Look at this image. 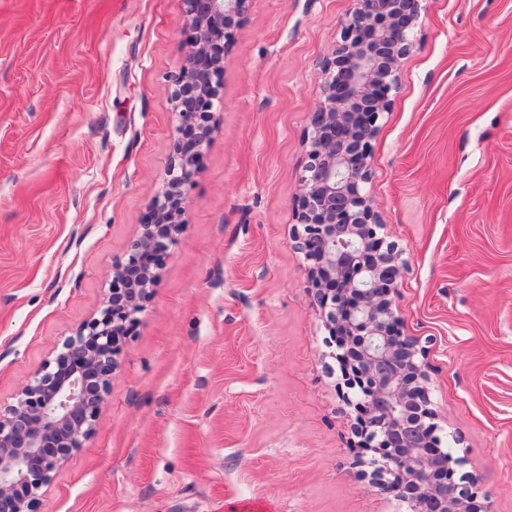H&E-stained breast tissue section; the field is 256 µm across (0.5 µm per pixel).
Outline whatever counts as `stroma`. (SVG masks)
Wrapping results in <instances>:
<instances>
[{"label": "stroma", "instance_id": "1", "mask_svg": "<svg viewBox=\"0 0 512 512\" xmlns=\"http://www.w3.org/2000/svg\"><path fill=\"white\" fill-rule=\"evenodd\" d=\"M353 0H248L215 131L96 429L44 512H408L292 243L321 63ZM182 0H0V406L99 309L177 136ZM371 142L442 445L512 512V0H423Z\"/></svg>", "mask_w": 512, "mask_h": 512}]
</instances>
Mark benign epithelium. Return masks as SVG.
<instances>
[{
  "label": "benign epithelium",
  "mask_w": 512,
  "mask_h": 512,
  "mask_svg": "<svg viewBox=\"0 0 512 512\" xmlns=\"http://www.w3.org/2000/svg\"><path fill=\"white\" fill-rule=\"evenodd\" d=\"M247 0H183L189 48L172 77L179 121L163 186L141 234L112 268L99 310L34 371L15 403L0 408V512H40L43 488L92 435L117 358L144 310L157 270L183 224L187 190L215 125L224 53ZM341 41L322 66L323 100L310 115L307 162L293 239L347 386L360 399L355 431L379 454L373 479L409 512H490L463 460L440 448L425 351L400 333L396 284L402 263L383 246L366 184L371 140L388 111L421 0H354Z\"/></svg>",
  "instance_id": "benign-epithelium-1"
}]
</instances>
